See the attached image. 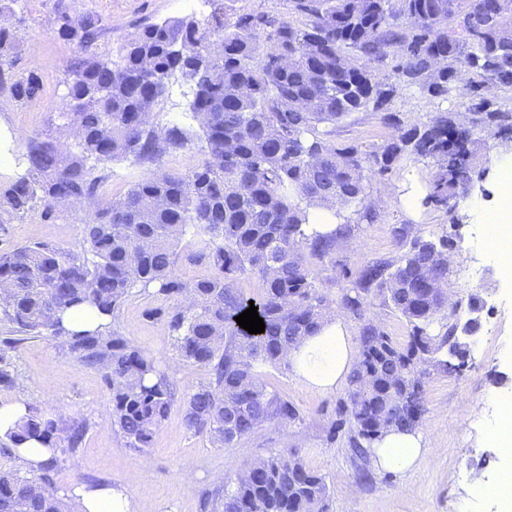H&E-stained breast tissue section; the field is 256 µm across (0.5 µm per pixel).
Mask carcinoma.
<instances>
[{"instance_id":"carcinoma-1","label":"carcinoma","mask_w":512,"mask_h":512,"mask_svg":"<svg viewBox=\"0 0 512 512\" xmlns=\"http://www.w3.org/2000/svg\"><path fill=\"white\" fill-rule=\"evenodd\" d=\"M18 0H0V98L26 107L41 99L40 74L13 71L19 47L11 23ZM281 15H224L222 7L203 17H171L146 24L117 53L101 47L103 19L77 14L70 0H55L53 25L73 46L63 81L72 111L59 113L61 127L76 128L70 149L50 138L27 143L25 173L0 183V224L24 218L37 203L51 209L61 201L94 206L83 224V253L35 242L0 254V313L23 333L62 339L69 350L101 368L112 390V424L131 448L151 446L155 429L171 405L165 370L113 328L132 289L154 290L164 305L149 311L162 320L179 358L210 369L212 380L183 401L188 430L217 447L253 436L272 421L295 422L298 409L269 392L262 368L284 363L286 349L320 327L328 303L315 284L308 258L333 259L338 231L308 230V209L317 202L359 222L377 213L366 203L374 166L385 168L397 146L364 154L337 146L329 127L367 107L379 111L397 86L381 74L390 58L394 72L432 96L448 92V81L464 72L469 109L487 130L508 127L512 114L490 109L487 84L512 86V0H286ZM303 18L296 25L289 17ZM190 89L193 129L160 126L149 115L168 85ZM401 141L437 167L425 204L447 205L471 192L472 132L443 114L406 132ZM197 145L200 160L186 173L149 176L106 205L96 199L98 168L132 159L154 163ZM207 237L186 260L212 274L188 281L177 272L179 243L188 232ZM400 255L358 271L340 297L343 310L362 321L359 367L351 380L347 416L351 442L361 454L378 437L373 427L414 428L423 414L422 378L403 376L416 351L444 372L456 369L439 358L453 346L457 324L433 334L448 301V247L444 235L425 237L410 224L393 230ZM262 281L254 299L264 332L250 334L235 316L249 299L235 288L246 272ZM373 295L383 297L412 325L404 349L366 312ZM77 307L110 321L72 331L62 315ZM0 348V387L16 385L9 350ZM372 382H367L366 375ZM86 426L32 410L22 418L12 445L28 438L56 439L79 447ZM30 480L13 468L0 470V512H72L57 495L51 472ZM328 486L289 449L258 460L224 488L221 512H326Z\"/></svg>"}]
</instances>
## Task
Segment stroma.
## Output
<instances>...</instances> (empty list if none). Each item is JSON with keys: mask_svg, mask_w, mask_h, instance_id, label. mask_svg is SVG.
Listing matches in <instances>:
<instances>
[{"mask_svg": "<svg viewBox=\"0 0 512 512\" xmlns=\"http://www.w3.org/2000/svg\"><path fill=\"white\" fill-rule=\"evenodd\" d=\"M54 0H18L14 21L19 29V51L13 69L38 71L45 89L39 102L18 108L0 100V128L10 133L8 146L15 172L25 169L26 142L35 135L57 134L64 111L65 68L74 56L70 45L59 40L53 27ZM76 11L92 10L105 21L101 42L116 50L125 45L139 24L187 15L180 0H72ZM463 80L452 79L446 95L429 96L421 86L400 84L388 106L397 116L390 123L371 109L342 117L332 128L339 145H354L363 153L381 152L411 128L435 115L467 112L471 100L462 91ZM474 166L480 179L468 199L493 207L498 202L496 165L502 151L512 149V130L491 134L474 132ZM197 149L164 156L154 164L119 161L99 169V197L121 198L135 183L152 173H185L197 163ZM434 168L430 159L404 150L387 169L371 176L367 199L376 205L377 219L356 226L351 244L337 250L334 261L310 260L319 288L339 299L350 285L347 272H358L378 259H392L400 249L393 227L413 224L425 236L451 234L454 240L448 267V292L459 306L455 322L479 317L481 326L468 340L466 367L448 374L429 370L423 382L425 413L420 430L426 439L440 438L442 450L429 453L411 474L371 470L367 460L355 455L349 431L331 433L337 408L346 401L349 384L318 395L307 390L288 365L266 367L263 381L269 392L291 402L300 421H274L258 435L223 448L188 430L182 401L190 390L207 383L208 368L181 361L164 323L149 317L160 306L155 294L132 289L114 321L115 328L169 369L173 402L155 431L150 448L128 447L112 425V393L100 368L86 365L66 345L43 336H24L10 353L18 381L0 387V405L19 399L30 409L86 426L76 451L58 450L53 474L59 495L82 484L126 483L146 512H213L224 485L235 478L243 461L258 460L298 449L309 468L322 475L329 488L328 512H499L494 498L473 486L470 474L485 473L496 481L512 471V455L495 441L491 428L498 410L494 396L512 395V280L503 279L485 246L484 226L466 210L464 200L447 205L424 204L431 189ZM414 193L421 203L407 212L401 197ZM86 209L37 205L24 219L0 226V252L34 242H48L72 253L83 250L82 226Z\"/></svg>", "mask_w": 512, "mask_h": 512, "instance_id": "obj_1", "label": "stroma"}]
</instances>
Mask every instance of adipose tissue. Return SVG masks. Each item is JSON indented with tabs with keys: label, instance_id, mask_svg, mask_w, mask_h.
I'll return each instance as SVG.
<instances>
[{
	"label": "adipose tissue",
	"instance_id": "1",
	"mask_svg": "<svg viewBox=\"0 0 512 512\" xmlns=\"http://www.w3.org/2000/svg\"><path fill=\"white\" fill-rule=\"evenodd\" d=\"M286 361L297 380L317 394L336 391L359 362L344 317H326L316 334L292 347ZM428 443L415 429L383 431L368 450L371 467L378 472L405 474L424 459ZM74 512H142V506L123 483L85 485L69 497Z\"/></svg>",
	"mask_w": 512,
	"mask_h": 512
}]
</instances>
